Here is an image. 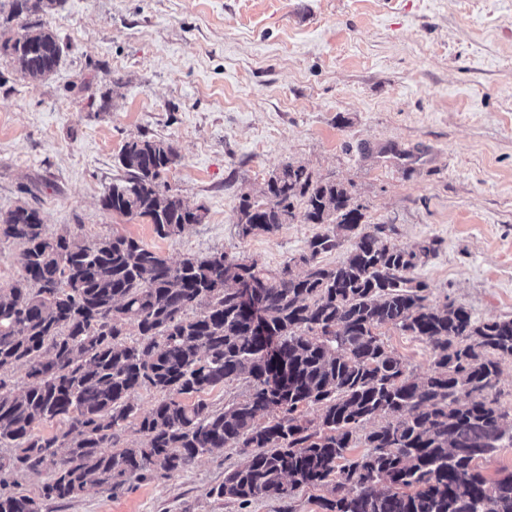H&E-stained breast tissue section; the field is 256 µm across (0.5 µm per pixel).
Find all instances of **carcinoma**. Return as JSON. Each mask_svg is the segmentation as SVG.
<instances>
[{"mask_svg": "<svg viewBox=\"0 0 512 512\" xmlns=\"http://www.w3.org/2000/svg\"><path fill=\"white\" fill-rule=\"evenodd\" d=\"M60 3L0 0L6 20L24 18L0 50L32 84L60 61L47 21ZM178 159L163 139L126 141L127 178L106 188L103 209L149 218L160 238L201 223L205 209L161 183ZM299 206L306 223L327 228L299 258L304 273L288 261L274 276L222 252L173 263L125 235H52L27 205L0 214V237L23 245L22 274L0 286V447L15 449L0 473L50 474L37 497L0 487V512H43L93 488L170 477L224 447L245 461L215 494L242 506L270 499L293 512L295 491L329 485L323 512H512V471L490 482L481 468L512 446V413L496 391L500 363L512 358V317L477 323L462 305L432 304L413 270L435 241L397 246L392 225L363 223L349 188L302 165L272 174L260 197L241 196L238 234L273 233ZM346 241L343 261H319ZM244 280L263 285L257 317L239 300ZM383 328L427 344L426 374L388 347ZM18 366L28 383L16 392L5 374ZM240 380L248 394L222 411L186 401ZM142 388L165 398L139 416L131 397ZM309 405L320 409L315 426L302 416ZM376 417L385 422L365 430ZM131 418L143 442L120 449ZM51 423L66 430L36 433ZM359 442L369 452L348 458Z\"/></svg>", "mask_w": 512, "mask_h": 512, "instance_id": "obj_1", "label": "carcinoma"}]
</instances>
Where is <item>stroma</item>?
<instances>
[{"label":"stroma","instance_id":"obj_1","mask_svg":"<svg viewBox=\"0 0 512 512\" xmlns=\"http://www.w3.org/2000/svg\"><path fill=\"white\" fill-rule=\"evenodd\" d=\"M49 21L64 49L46 80L0 54V214L25 203L51 234L300 274L319 225L244 239L237 221L243 193L302 165L399 247L435 241L414 271L434 303L512 317V0H63ZM141 134L173 145L163 181L206 211L179 235L101 206ZM241 460L222 448L44 512H278L214 495Z\"/></svg>","mask_w":512,"mask_h":512}]
</instances>
